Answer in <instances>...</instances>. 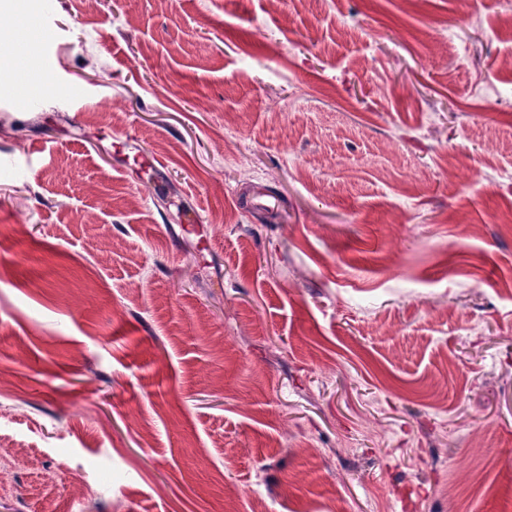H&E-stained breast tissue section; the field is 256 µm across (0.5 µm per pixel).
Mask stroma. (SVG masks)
Wrapping results in <instances>:
<instances>
[{
	"label": "stroma",
	"mask_w": 512,
	"mask_h": 512,
	"mask_svg": "<svg viewBox=\"0 0 512 512\" xmlns=\"http://www.w3.org/2000/svg\"><path fill=\"white\" fill-rule=\"evenodd\" d=\"M0 512H512V0H22Z\"/></svg>",
	"instance_id": "obj_1"
}]
</instances>
